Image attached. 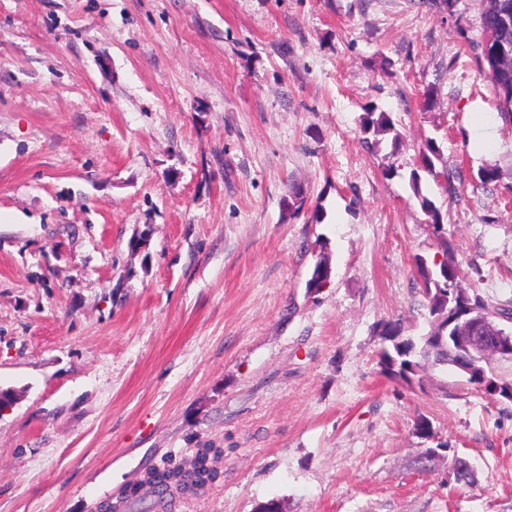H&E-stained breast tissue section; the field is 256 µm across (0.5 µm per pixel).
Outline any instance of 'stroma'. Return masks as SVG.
Instances as JSON below:
<instances>
[{
	"instance_id": "stroma-1",
	"label": "stroma",
	"mask_w": 512,
	"mask_h": 512,
	"mask_svg": "<svg viewBox=\"0 0 512 512\" xmlns=\"http://www.w3.org/2000/svg\"><path fill=\"white\" fill-rule=\"evenodd\" d=\"M480 13L0 0V388L18 393L0 512H140L146 473L201 448L216 477L173 512H512V401L452 367L407 384L377 363L378 322L426 328L415 258L439 247L405 178L426 138L456 177L457 198L422 189L478 267L465 285L512 310V124L479 71ZM374 106L399 149L364 146ZM458 458L471 487L448 481Z\"/></svg>"
}]
</instances>
